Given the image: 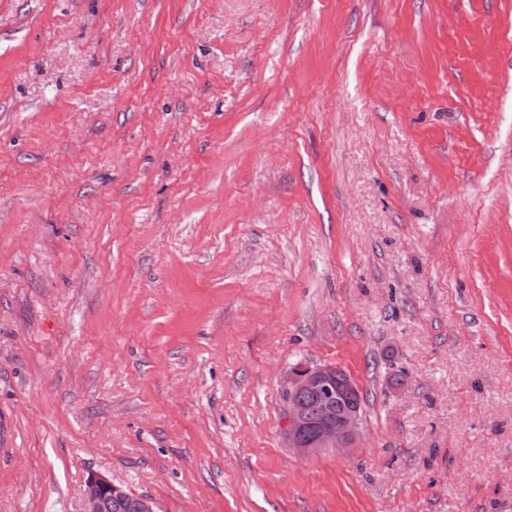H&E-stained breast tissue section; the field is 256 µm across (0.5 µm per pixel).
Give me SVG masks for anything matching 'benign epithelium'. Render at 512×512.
I'll use <instances>...</instances> for the list:
<instances>
[{
    "mask_svg": "<svg viewBox=\"0 0 512 512\" xmlns=\"http://www.w3.org/2000/svg\"><path fill=\"white\" fill-rule=\"evenodd\" d=\"M342 373L344 370L338 365L298 363L284 377L282 385L289 447L298 455L312 456L326 448L347 452L357 447L361 440L362 399L358 398L357 386L349 377L344 382V390L350 396L349 405L337 416L331 415L327 405H322L316 439L308 442L302 433L304 414L300 398L315 388L333 394L330 381ZM115 496L132 498L136 512H158L156 503L150 497L132 494L100 475H93L86 481L84 512H107L109 501Z\"/></svg>",
    "mask_w": 512,
    "mask_h": 512,
    "instance_id": "7a95c632",
    "label": "benign epithelium"
}]
</instances>
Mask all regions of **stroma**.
Returning a JSON list of instances; mask_svg holds the SVG:
<instances>
[{
	"label": "stroma",
	"instance_id": "stroma-1",
	"mask_svg": "<svg viewBox=\"0 0 512 512\" xmlns=\"http://www.w3.org/2000/svg\"><path fill=\"white\" fill-rule=\"evenodd\" d=\"M341 366L361 444L297 456ZM512 512V0H0V512ZM345 371L333 364L298 363L288 370L284 377L283 397L288 424L289 448L300 456H312L325 448H336L347 452L356 448L361 440L362 397L359 399L357 386L347 375L344 390L350 396L349 405L337 416H331L326 402L321 408V424L317 437L307 442L303 436L304 414L300 405L302 395L312 389H325L324 395L333 396L330 381L339 379ZM84 512H107L112 496L130 497L136 512H158L156 503L148 496L132 494L100 475L90 476L85 485Z\"/></svg>",
	"mask_w": 512,
	"mask_h": 512
}]
</instances>
